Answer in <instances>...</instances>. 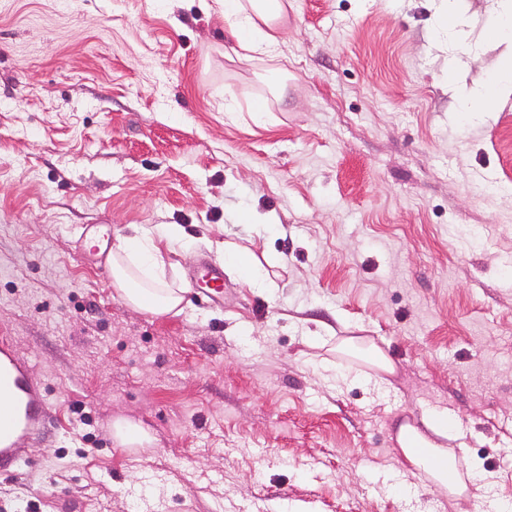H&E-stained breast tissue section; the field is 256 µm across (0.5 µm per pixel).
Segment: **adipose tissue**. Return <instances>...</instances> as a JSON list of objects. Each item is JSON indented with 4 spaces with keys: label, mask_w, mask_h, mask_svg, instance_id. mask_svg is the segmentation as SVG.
Wrapping results in <instances>:
<instances>
[{
    "label": "adipose tissue",
    "mask_w": 512,
    "mask_h": 512,
    "mask_svg": "<svg viewBox=\"0 0 512 512\" xmlns=\"http://www.w3.org/2000/svg\"><path fill=\"white\" fill-rule=\"evenodd\" d=\"M224 22L239 48L246 54L274 55L278 49L275 21L284 11L282 0H223ZM512 94V52L499 67L498 76L479 85L472 97L464 103L467 112L492 111L499 100ZM172 242L179 231L165 225L158 236L139 234L118 237L112 249V285L118 297L134 310L154 315L178 311L184 301L183 291L170 283L165 275V263L155 238ZM422 428L401 427L397 442L411 467L424 471L430 478L443 484L449 495L463 496L466 483L476 480V472L460 479L457 472L456 451L443 447L449 438L448 428L436 416L422 418Z\"/></svg>",
    "instance_id": "adipose-tissue-1"
}]
</instances>
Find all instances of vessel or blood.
<instances>
[{
    "label": "vessel or blood",
    "mask_w": 512,
    "mask_h": 512,
    "mask_svg": "<svg viewBox=\"0 0 512 512\" xmlns=\"http://www.w3.org/2000/svg\"><path fill=\"white\" fill-rule=\"evenodd\" d=\"M80 243L86 244L96 262H105L111 246L101 227L84 226ZM196 297L219 304L224 297V272L198 264L191 277ZM54 420L44 384L32 373L29 361L8 341H0V475L13 477L32 467L25 452L31 442L52 436Z\"/></svg>",
    "instance_id": "obj_1"
}]
</instances>
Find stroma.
Returning a JSON list of instances; mask_svg holds the SVG:
<instances>
[{"label": "stroma", "instance_id": "1", "mask_svg": "<svg viewBox=\"0 0 512 512\" xmlns=\"http://www.w3.org/2000/svg\"><path fill=\"white\" fill-rule=\"evenodd\" d=\"M439 6L288 0L277 54L247 60L214 0H0V336L56 422L0 476V512L512 503V96L461 109L508 47L484 38L498 0H453L445 33ZM86 224L178 225L161 250L182 312L126 305ZM202 259L223 305L188 293ZM351 336L392 360L388 384L339 351ZM429 413L482 474L469 497L396 448ZM119 419L137 448L105 445ZM225 258L233 266L237 267L245 280L252 288H268L272 282L266 278L262 270L255 264L251 257L241 255L234 251H225Z\"/></svg>", "mask_w": 512, "mask_h": 512}]
</instances>
